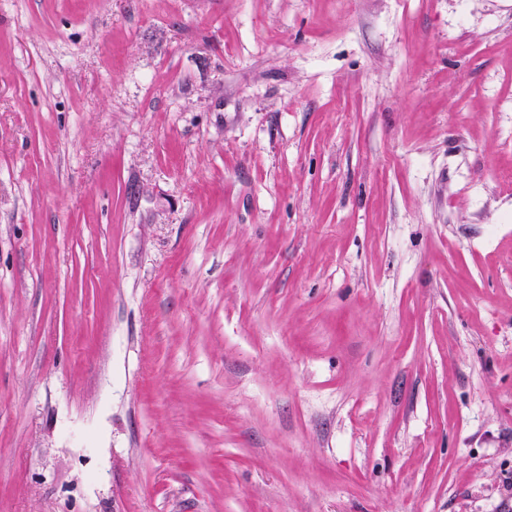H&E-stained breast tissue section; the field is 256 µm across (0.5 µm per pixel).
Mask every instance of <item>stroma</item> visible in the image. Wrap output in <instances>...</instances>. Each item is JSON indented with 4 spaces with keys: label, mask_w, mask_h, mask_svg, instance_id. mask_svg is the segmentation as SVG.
Wrapping results in <instances>:
<instances>
[{
    "label": "stroma",
    "mask_w": 512,
    "mask_h": 512,
    "mask_svg": "<svg viewBox=\"0 0 512 512\" xmlns=\"http://www.w3.org/2000/svg\"><path fill=\"white\" fill-rule=\"evenodd\" d=\"M0 512H512V0H0Z\"/></svg>",
    "instance_id": "35a3bbf8"
}]
</instances>
